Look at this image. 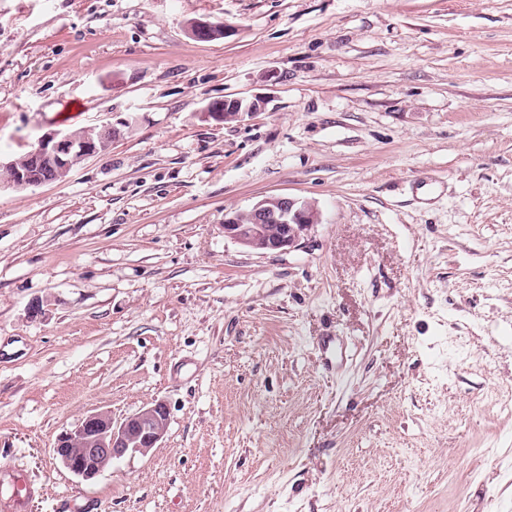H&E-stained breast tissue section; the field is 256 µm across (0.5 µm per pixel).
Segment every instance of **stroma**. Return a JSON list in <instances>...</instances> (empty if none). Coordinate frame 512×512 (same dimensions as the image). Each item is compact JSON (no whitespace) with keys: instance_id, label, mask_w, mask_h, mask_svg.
I'll list each match as a JSON object with an SVG mask.
<instances>
[{"instance_id":"obj_1","label":"stroma","mask_w":512,"mask_h":512,"mask_svg":"<svg viewBox=\"0 0 512 512\" xmlns=\"http://www.w3.org/2000/svg\"><path fill=\"white\" fill-rule=\"evenodd\" d=\"M121 121L0 190L27 512H512V0H0V157ZM274 195L320 211L301 246L225 236ZM157 401L148 455L90 481L53 458ZM243 100L238 98L224 99L223 103L219 102L217 105L210 103L204 112L205 117L213 119L217 122H229L236 121L242 118L245 114H253L256 109H260L264 104L265 100L261 97L254 98L248 107L241 109ZM223 110V111H222ZM121 130L112 122L83 128V133L66 131H52L40 136L32 150L14 159L2 161L1 169H12L16 172L9 182L1 183V189L26 191L44 183L54 181L46 179L40 174L22 172L17 169L16 160L25 166V159L32 162L36 169L50 168L55 173L68 174L70 170L85 159L106 152L109 145L121 135ZM16 159V160H15ZM0 169V181L7 180L11 172Z\"/></svg>"}]
</instances>
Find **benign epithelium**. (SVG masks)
<instances>
[{
	"label": "benign epithelium",
	"instance_id": "obj_1",
	"mask_svg": "<svg viewBox=\"0 0 512 512\" xmlns=\"http://www.w3.org/2000/svg\"><path fill=\"white\" fill-rule=\"evenodd\" d=\"M220 32H226V28L210 20L198 19L189 28L196 39L214 38ZM241 104L238 98L211 103L204 115L217 122L236 121L260 109L265 100L256 97L244 109ZM120 135L121 130L110 122L85 127L80 135L68 130L52 131L38 138L28 160L38 169L67 174L85 159L106 152ZM0 168L16 171L14 178L0 185L4 189L22 192L48 182L39 174L18 170L14 159L0 160ZM318 223L320 215L313 204L288 196H269L225 218L224 235L254 251L289 250L300 246L307 231ZM168 421V409L162 402L143 407L117 424L110 411L97 410L60 435L53 453L70 474L89 481L128 454L146 456L159 447L168 431Z\"/></svg>",
	"mask_w": 512,
	"mask_h": 512
}]
</instances>
